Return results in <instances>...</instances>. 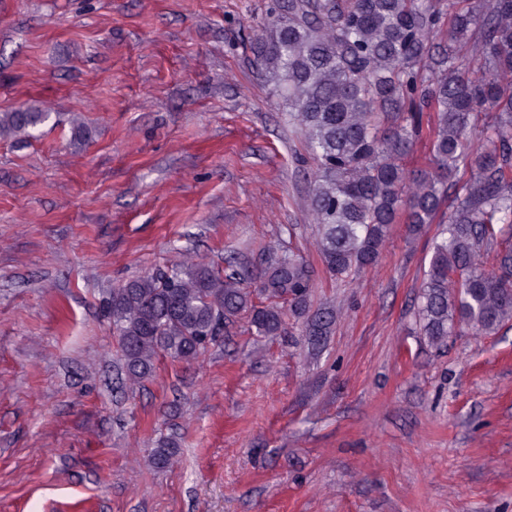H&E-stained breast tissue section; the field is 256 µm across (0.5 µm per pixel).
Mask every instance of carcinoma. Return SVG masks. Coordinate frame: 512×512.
I'll list each match as a JSON object with an SVG mask.
<instances>
[{"label":"carcinoma","instance_id":"carcinoma-1","mask_svg":"<svg viewBox=\"0 0 512 512\" xmlns=\"http://www.w3.org/2000/svg\"><path fill=\"white\" fill-rule=\"evenodd\" d=\"M270 15L254 59L313 165L310 212L326 273L374 266L401 218L412 234L435 224L418 296L422 334L441 348L465 326L493 336L512 324V247L497 252L494 269L485 263L497 233L512 229V0H273ZM425 112L435 114L433 167L411 176L402 160ZM484 112L490 121L474 140ZM49 118L1 112L0 134L28 137ZM311 280L290 252L271 257L253 287L231 263L222 276L183 262L125 281L103 306L125 380L150 378L160 355L197 360L242 313L257 337L284 334L289 315L307 346L321 349L336 312L311 310ZM176 448L160 441L154 464L171 465Z\"/></svg>","mask_w":512,"mask_h":512}]
</instances>
